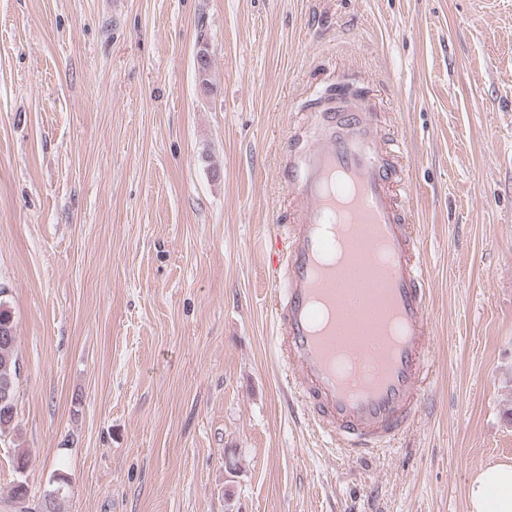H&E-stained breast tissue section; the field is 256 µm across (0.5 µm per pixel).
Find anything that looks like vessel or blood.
Wrapping results in <instances>:
<instances>
[{
	"instance_id": "vessel-or-blood-1",
	"label": "vessel or blood",
	"mask_w": 512,
	"mask_h": 512,
	"mask_svg": "<svg viewBox=\"0 0 512 512\" xmlns=\"http://www.w3.org/2000/svg\"><path fill=\"white\" fill-rule=\"evenodd\" d=\"M323 110L321 132L283 168L295 204L271 255L275 345L312 422L337 447L363 458L395 441L414 420L429 378L425 272L417 237L395 194L403 181L397 150L383 141L371 107L346 89L328 98ZM341 209L358 236L383 244L387 256L381 283H364L356 301L343 271L324 262L335 245L326 228ZM379 289L397 333L390 339L376 330L354 349V357L374 363L369 379L343 376L335 358L348 338L335 320L350 311L365 313ZM324 309L332 310L334 322H321Z\"/></svg>"
}]
</instances>
